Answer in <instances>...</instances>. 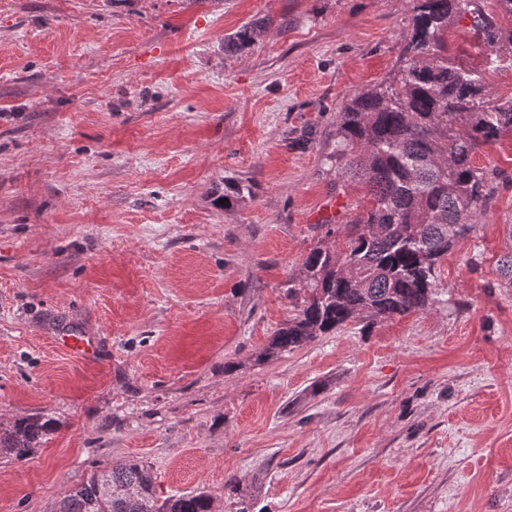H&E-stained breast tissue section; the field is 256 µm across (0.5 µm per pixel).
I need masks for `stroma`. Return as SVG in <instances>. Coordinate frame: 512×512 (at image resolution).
<instances>
[{
  "mask_svg": "<svg viewBox=\"0 0 512 512\" xmlns=\"http://www.w3.org/2000/svg\"><path fill=\"white\" fill-rule=\"evenodd\" d=\"M414 6L0 0V423H55L0 455V512L129 458L222 512H512V134L474 156L493 197L430 310L260 359L322 225L368 202L336 114L392 72ZM445 38L481 66L470 16ZM257 27H260L257 23H250L241 27L235 33L225 37L224 46L235 52L250 49L255 40ZM53 428L52 420L42 416L16 419L7 428H0V453L27 458L40 448Z\"/></svg>",
  "mask_w": 512,
  "mask_h": 512,
  "instance_id": "1",
  "label": "stroma"
}]
</instances>
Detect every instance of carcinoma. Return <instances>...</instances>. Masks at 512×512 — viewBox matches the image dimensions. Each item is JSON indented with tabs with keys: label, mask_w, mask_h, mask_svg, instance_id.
<instances>
[{
	"label": "carcinoma",
	"mask_w": 512,
	"mask_h": 512,
	"mask_svg": "<svg viewBox=\"0 0 512 512\" xmlns=\"http://www.w3.org/2000/svg\"><path fill=\"white\" fill-rule=\"evenodd\" d=\"M473 16L488 47L484 67L505 62L504 33L481 0H416L412 32L393 73L348 99L336 116V166L363 181L370 206L325 237L303 261L302 308L277 330L269 359L309 344L351 321L425 312L435 302L437 272L448 251L477 226L493 191V174L476 151L512 133V99L494 101L480 71L448 55L444 32L460 13ZM258 24L224 38L251 48ZM53 431L42 416L0 428V453L32 455ZM151 466L138 460L95 469L64 490L52 512H220L203 491L159 499Z\"/></svg>",
	"instance_id": "cac0c4a2"
}]
</instances>
